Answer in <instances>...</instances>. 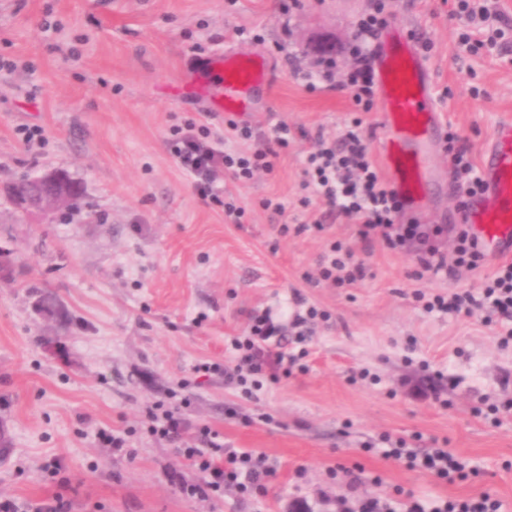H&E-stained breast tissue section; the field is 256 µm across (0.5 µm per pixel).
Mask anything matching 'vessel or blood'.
Instances as JSON below:
<instances>
[{
	"label": "vessel or blood",
	"instance_id": "b4317fda",
	"mask_svg": "<svg viewBox=\"0 0 512 512\" xmlns=\"http://www.w3.org/2000/svg\"><path fill=\"white\" fill-rule=\"evenodd\" d=\"M375 60L383 165L406 211L417 215L433 186L428 156L442 129L433 77L399 22L377 45ZM206 68L215 76L208 91L212 109L230 116L251 111L255 89L270 80L267 65L246 52L225 53ZM480 179L483 189L467 197L461 221L489 260L512 256V119L496 125L483 150Z\"/></svg>",
	"mask_w": 512,
	"mask_h": 512
}]
</instances>
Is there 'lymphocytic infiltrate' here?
<instances>
[{"label": "lymphocytic infiltrate", "mask_w": 512, "mask_h": 512, "mask_svg": "<svg viewBox=\"0 0 512 512\" xmlns=\"http://www.w3.org/2000/svg\"><path fill=\"white\" fill-rule=\"evenodd\" d=\"M385 23L379 10L359 20L350 50L353 62L339 83L340 88L352 90L354 102L367 110L372 109L375 96L371 45ZM171 132V151L178 165L193 178L202 196L209 198L224 176L245 183L257 173H272L280 152L287 150L294 139L288 124L281 123L274 127L271 142L257 143L250 126L231 121L225 134L242 144L241 150L231 154L212 147L213 133L206 125L192 121L182 127H172ZM443 151L448 156L460 196L478 191L481 183L476 164L456 132L446 134ZM306 163L304 188L312 190L331 209L357 224L362 240H369L371 232L377 231L383 247L389 250L398 249L409 241L419 242L418 265L434 274L447 270L439 249L430 243L435 226L406 216L403 203L368 159L366 135L361 125H354L337 141L317 136ZM363 275L364 264L356 260L354 251L343 244L332 243L319 270L320 281L351 284ZM427 307L468 315L488 308L512 319V262L501 265L495 276L484 282L482 298H475L467 291L449 296L437 294L428 301ZM277 333L268 315L254 317L248 336L234 343L241 353L240 363L225 370V379L248 395L261 389V375L278 381L285 368V355L272 351L268 345ZM181 453L196 463L204 475L201 484L188 487L187 492L192 496L221 494L228 483L236 484L246 493L263 487L272 474L271 469L264 467L262 457L225 447L218 433L207 427L200 428L196 443H184ZM386 454L404 460L408 467L423 468L448 482L462 481L469 475L466 463L445 448H390Z\"/></svg>", "instance_id": "1"}]
</instances>
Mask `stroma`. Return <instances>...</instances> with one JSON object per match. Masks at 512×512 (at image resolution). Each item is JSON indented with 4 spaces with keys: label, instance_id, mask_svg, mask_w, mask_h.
<instances>
[{
    "label": "stroma",
    "instance_id": "35a3bbf8",
    "mask_svg": "<svg viewBox=\"0 0 512 512\" xmlns=\"http://www.w3.org/2000/svg\"><path fill=\"white\" fill-rule=\"evenodd\" d=\"M384 2L424 48L441 120L473 156L512 118V37L492 51L459 42L454 0H0V498L35 503L63 495L69 512H357L362 496L405 512L423 501L488 495L512 512V343L497 316L428 311L426 296L478 291L495 269L419 274L415 246H365L345 217L305 196L306 156L317 135L340 137L378 110L349 91L303 74L321 56L349 62L356 23ZM259 55L278 81L241 116L256 138L284 122L295 134L273 173L223 183L246 210L228 224L177 165L172 126L209 125L227 150L222 114L199 95L212 81L201 58ZM22 126L41 140L23 142ZM434 188L421 219L439 227V251L455 258L459 199L448 159L433 148ZM49 170L81 187L71 204L19 209L11 185ZM278 195L283 214L265 210ZM324 218L319 233L281 235V225ZM352 247L364 277L311 285L332 242ZM320 316L287 377L243 395L224 379L234 338L270 311L287 335L296 315ZM202 363L215 371L197 372ZM187 400L193 428L219 432L228 448L262 454L274 474L264 489L225 488L191 497L202 472L174 444L147 432L156 402ZM236 416H227L226 406ZM124 434L122 448L96 430ZM446 448L469 461L468 480L446 483L384 458L383 449ZM361 471L352 487L346 470Z\"/></svg>",
    "mask_w": 512,
    "mask_h": 512
}]
</instances>
